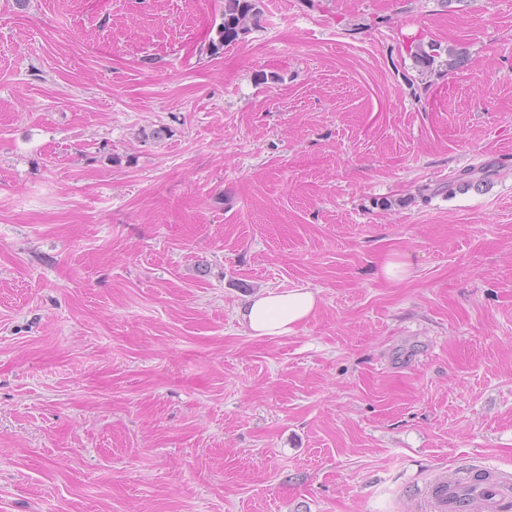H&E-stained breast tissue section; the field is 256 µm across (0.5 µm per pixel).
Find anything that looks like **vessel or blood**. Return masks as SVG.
Instances as JSON below:
<instances>
[{"label":"vessel or blood","instance_id":"obj_1","mask_svg":"<svg viewBox=\"0 0 512 512\" xmlns=\"http://www.w3.org/2000/svg\"><path fill=\"white\" fill-rule=\"evenodd\" d=\"M416 512H512V473L475 464L416 492Z\"/></svg>","mask_w":512,"mask_h":512}]
</instances>
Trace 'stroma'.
Returning <instances> with one entry per match:
<instances>
[{"label":"stroma","mask_w":512,"mask_h":512,"mask_svg":"<svg viewBox=\"0 0 512 512\" xmlns=\"http://www.w3.org/2000/svg\"><path fill=\"white\" fill-rule=\"evenodd\" d=\"M261 9L212 55L223 0H0V512H415L512 471V0ZM292 288L309 321L248 335ZM410 264L400 258L387 256L379 264V275L386 281L398 283L407 278ZM317 307V295L310 289L268 290L248 297L235 314L251 336H291Z\"/></svg>","instance_id":"1"}]
</instances>
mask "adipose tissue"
<instances>
[{"label":"adipose tissue","mask_w":512,"mask_h":512,"mask_svg":"<svg viewBox=\"0 0 512 512\" xmlns=\"http://www.w3.org/2000/svg\"><path fill=\"white\" fill-rule=\"evenodd\" d=\"M317 307V295L310 289L268 290L248 297L235 314L250 335L291 336Z\"/></svg>","instance_id":"obj_1"}]
</instances>
